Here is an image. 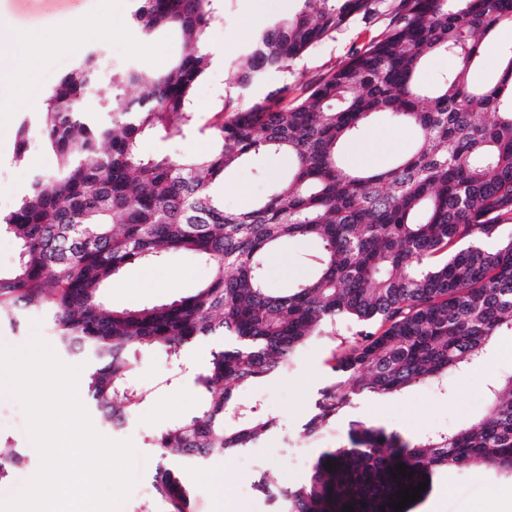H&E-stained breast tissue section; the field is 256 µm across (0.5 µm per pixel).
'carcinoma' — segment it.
Segmentation results:
<instances>
[{
  "instance_id": "1",
  "label": "carcinoma",
  "mask_w": 512,
  "mask_h": 512,
  "mask_svg": "<svg viewBox=\"0 0 512 512\" xmlns=\"http://www.w3.org/2000/svg\"><path fill=\"white\" fill-rule=\"evenodd\" d=\"M136 2L141 31H178L182 51L164 73L145 64L113 72V87L142 88L139 104L117 96L88 111L97 80L89 56L46 99L37 129L58 166L0 216L20 245L15 272L0 274V319L48 314L60 347L86 361L92 406L124 422L142 402L129 386L130 353L177 357L224 338L197 377L203 411L150 441L164 460L153 480L161 512H196L182 465L249 448L277 427L239 404L232 385L275 375L313 339L354 327L312 404L310 436L363 396L442 388L512 333V44L492 80H469L483 38L512 25V0H303L254 34L233 69L238 88L270 73L296 81L318 45L359 21L382 27L301 95L288 97L295 86L286 82L247 105L226 101L224 120L208 127L212 150L198 156H146L139 141L191 131L214 0ZM434 53L457 66L427 89L416 73ZM377 114L414 128L413 150L386 169L345 168L341 144ZM259 151L294 159L286 185L249 211L225 210L214 184ZM299 237L318 243L311 276L268 288L266 254ZM173 250L211 265L196 293L137 310L103 302L105 283L126 265ZM488 392V410L451 434L407 439L352 421L305 482L273 487L261 476L256 488L275 512H395L399 490L430 485L461 461L512 476V377Z\"/></svg>"
}]
</instances>
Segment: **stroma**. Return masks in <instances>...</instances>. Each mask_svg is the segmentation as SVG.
<instances>
[{
    "instance_id": "1",
    "label": "stroma",
    "mask_w": 512,
    "mask_h": 512,
    "mask_svg": "<svg viewBox=\"0 0 512 512\" xmlns=\"http://www.w3.org/2000/svg\"><path fill=\"white\" fill-rule=\"evenodd\" d=\"M301 0H264L261 15L244 9V0H215V11L205 34V45L212 57L210 68L196 82L193 112L196 129L186 137L144 138L140 149L148 155H198L208 152L211 142L204 126L219 122L226 98H258L281 86L282 75L273 74L242 90L226 84L225 74L250 41L249 35L268 21L297 13ZM132 0H0V28L39 30L68 25L71 18H84V25L70 27L65 48L44 53L33 80L36 95L26 104L0 117V214L12 211L28 190L35 174L53 171L57 157L31 136L23 161H16V130L22 119L37 120L50 89L76 65L80 53L96 52L99 79L96 94L111 98L113 69L147 64L153 71H167L182 50L179 35L173 31L145 37L132 19ZM107 20L113 35L97 27ZM377 24L357 23L314 49L302 62L306 81L318 80L334 65L347 59L366 38L377 31ZM414 131L379 118L369 123L361 135L342 147L346 167H357L356 147L381 154L384 164L410 152ZM292 159L285 153H260L226 173L217 191L229 211L250 209L270 190L288 179ZM318 245L309 238L284 242L265 258L268 287L284 290L310 273L309 257ZM211 276L209 266L198 257L171 251L158 262L127 265L117 280L104 289L105 302L116 309H139L166 303L193 294ZM342 342L341 336H321L303 348L276 376L235 390L238 401L260 405L278 423L274 433L252 447L224 456L185 465L182 479L192 490L197 512H271L270 503L250 486L257 472L280 487L300 484L309 476L310 465L325 448L347 439L348 423L362 420L403 436L421 438L437 432H452L467 426L486 407L488 386L493 380L512 375V335L499 337L495 349L471 368L452 372L443 390L425 384L410 387L400 395L383 400L364 397L334 425L309 436L303 423L311 400L330 376V360ZM221 338L203 339L185 349L180 360L164 351L147 349L137 353L130 375V386L142 394L143 402L134 411L127 427L112 429L98 413L90 418L96 430L114 440H131L139 457V481L121 512H139L152 499V480L162 460L149 439L160 435L176 420L200 413L204 396L194 379L208 364L211 352ZM19 454L21 464L10 477L0 481V497L16 492L37 471L40 457L26 430L20 404L0 395V456ZM512 494V477L462 463L450 473L433 480L430 493L412 512H502L503 496Z\"/></svg>"
}]
</instances>
